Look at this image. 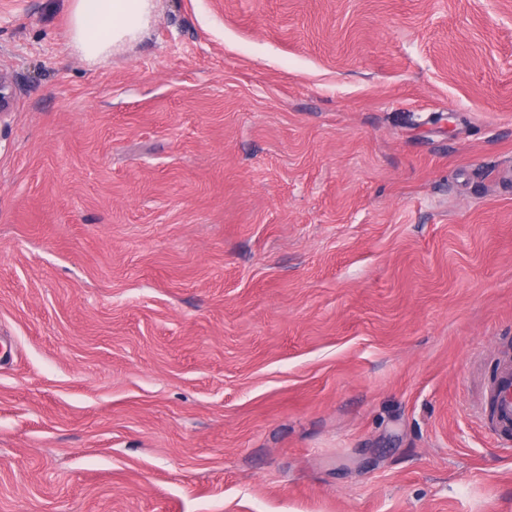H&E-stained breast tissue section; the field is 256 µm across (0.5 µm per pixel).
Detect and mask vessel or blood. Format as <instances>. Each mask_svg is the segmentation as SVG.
Segmentation results:
<instances>
[{"mask_svg":"<svg viewBox=\"0 0 512 512\" xmlns=\"http://www.w3.org/2000/svg\"><path fill=\"white\" fill-rule=\"evenodd\" d=\"M488 416L487 425L503 449L512 448V360L498 362L477 403Z\"/></svg>","mask_w":512,"mask_h":512,"instance_id":"vessel-or-blood-1","label":"vessel or blood"}]
</instances>
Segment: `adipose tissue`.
Here are the masks:
<instances>
[{
	"label": "adipose tissue",
	"mask_w": 512,
	"mask_h": 512,
	"mask_svg": "<svg viewBox=\"0 0 512 512\" xmlns=\"http://www.w3.org/2000/svg\"><path fill=\"white\" fill-rule=\"evenodd\" d=\"M155 0H72L70 42L86 61L101 64L149 27Z\"/></svg>",
	"instance_id": "adipose-tissue-1"
}]
</instances>
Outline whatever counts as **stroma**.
I'll list each match as a JSON object with an SVG mask.
<instances>
[{
  "mask_svg": "<svg viewBox=\"0 0 512 512\" xmlns=\"http://www.w3.org/2000/svg\"><path fill=\"white\" fill-rule=\"evenodd\" d=\"M0 0V512H512V0ZM155 0H72L70 42L94 64L136 40L150 26ZM18 89L15 75L0 64V123L11 112ZM478 412H488L487 425L497 441L507 451L512 450V360L498 362L494 374L487 380Z\"/></svg>",
  "mask_w": 512,
  "mask_h": 512,
  "instance_id": "obj_1",
  "label": "stroma"
}]
</instances>
